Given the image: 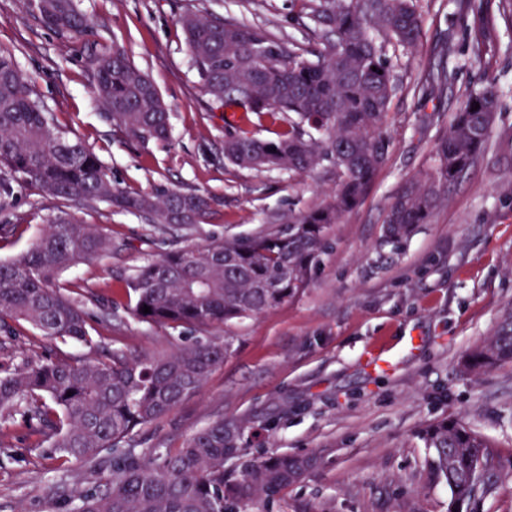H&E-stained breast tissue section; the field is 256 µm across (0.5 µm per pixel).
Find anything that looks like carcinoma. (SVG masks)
Segmentation results:
<instances>
[{
	"label": "carcinoma",
	"mask_w": 512,
	"mask_h": 512,
	"mask_svg": "<svg viewBox=\"0 0 512 512\" xmlns=\"http://www.w3.org/2000/svg\"><path fill=\"white\" fill-rule=\"evenodd\" d=\"M306 2L305 27L320 39L315 49L208 13L186 12L179 23L204 91L224 108V162L297 174L327 167L335 187L322 205L271 232L162 252L118 278L111 299L61 279L77 263L112 253L111 236L69 211L52 215L24 254L0 261V331L13 340L17 327L27 325L58 349L53 359L0 365V426L22 416L63 464L112 453L110 477L73 489L71 512H233L279 494L307 461L270 453L246 463L239 476L224 470V461L239 452L241 434L222 418L175 450L137 455L130 449L141 427L200 391L230 354L231 343L201 332L268 312L303 292L332 226L360 205L387 157L384 126L395 84L386 46L410 50L417 44L422 18L416 0ZM494 2L457 0L460 12L473 16L478 57L496 36ZM24 4L41 26L86 51L91 92L112 135L138 144L168 139L159 90L123 44H88L94 23L76 0ZM453 52L451 40L441 43L438 67L420 87L423 95L448 86ZM498 108L493 80L466 95L437 141L431 168L394 198L383 225L386 242L398 243L415 225L428 223L448 185L486 145ZM271 127L274 137H257V129ZM26 189L87 210L105 203L169 228L199 224L210 208L194 192L123 188L64 115L44 108L14 53L1 48L0 211L8 212L0 222L1 243L11 242L26 221L15 211ZM120 309L140 323L186 325L200 335L163 353L104 347L96 325L112 324ZM505 363H512V310L489 340L470 351L466 366L477 374ZM419 437L426 469L450 490L444 512H490L512 482V457L502 459L461 419L434 420Z\"/></svg>",
	"instance_id": "1"
}]
</instances>
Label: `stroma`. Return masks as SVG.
Here are the masks:
<instances>
[{
  "label": "stroma",
  "mask_w": 512,
  "mask_h": 512,
  "mask_svg": "<svg viewBox=\"0 0 512 512\" xmlns=\"http://www.w3.org/2000/svg\"><path fill=\"white\" fill-rule=\"evenodd\" d=\"M94 21L92 41L124 42L132 60L156 82L171 114L166 143L130 145L113 139L91 95L84 53L41 27L22 0H0V47L16 51L19 68L48 111L65 114L132 192L167 185L205 195L203 223L173 232L138 215L99 205L83 219L111 234V256L65 272L101 296L116 275L131 272L171 248L202 247L227 235L258 234L317 207L333 178L326 169L302 175L237 169L218 152L224 111L202 88L177 22L180 12L205 10L257 24L280 38L306 44L295 20L301 0H78ZM422 32L410 51L388 58L397 91L386 129L389 154L357 209L329 233L305 291L265 314L207 334L232 339L233 351L201 392L134 437L137 450L181 447L217 419L239 428L241 470L260 453L313 458L314 467L274 498L237 512H442L448 487L424 463L419 428L441 417L464 418L503 455L512 454V363L479 374L463 361L491 337L512 308V0H502L497 41L482 61L469 42L472 20L456 0H417ZM453 34L451 81L440 96L415 95L417 81L439 61ZM500 89L491 136L470 170L449 185L428 223L400 243L382 238L387 211L404 183L429 170L438 138L465 94L484 77ZM57 201L27 190L17 201L28 228L0 246V260L26 251L56 213ZM103 337L132 350L163 352L192 327L162 329L124 319L99 326ZM73 460L59 465L39 446L23 419L0 429V512H65L62 500L111 472Z\"/></svg>",
  "instance_id": "1"
}]
</instances>
